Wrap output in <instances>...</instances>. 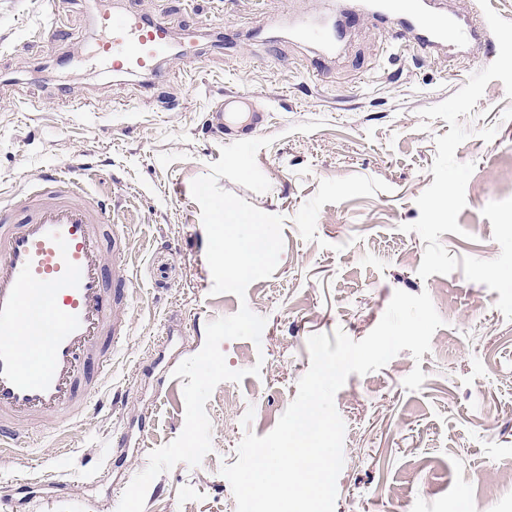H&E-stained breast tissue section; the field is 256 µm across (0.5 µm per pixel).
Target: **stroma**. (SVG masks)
Instances as JSON below:
<instances>
[{"label": "stroma", "mask_w": 512, "mask_h": 512, "mask_svg": "<svg viewBox=\"0 0 512 512\" xmlns=\"http://www.w3.org/2000/svg\"><path fill=\"white\" fill-rule=\"evenodd\" d=\"M358 0H103L161 15L176 38L192 32L201 61H162L163 78L99 70L93 0H68L64 34L46 49L43 0H0V198L47 166L101 172L93 188L127 227L134 265L130 334L107 387L120 413H101L40 448L1 461L0 512H117L150 453L184 428L183 378L209 322L248 306L266 320L260 341H224L242 380L225 381L205 405L212 449L197 466L176 464L147 489L145 512H237L221 468L237 462L245 433L269 434L310 367L308 339L343 330L365 338L395 291L428 292L444 324L422 360L402 350L380 370L350 374L335 395L346 425L335 512H512V0H447L487 17L482 48L385 53L387 35L359 14L325 57L294 39L289 15L322 19ZM59 93L87 110L48 112ZM243 90L265 113L256 155L270 182L253 192L218 185L282 216L273 275L245 297L212 291L207 235L191 184L232 144L210 108ZM320 121L311 133L296 125ZM451 196L450 210L434 200ZM259 374H252V367ZM421 368L419 390L404 387ZM127 443L117 446L114 434Z\"/></svg>", "instance_id": "stroma-1"}]
</instances>
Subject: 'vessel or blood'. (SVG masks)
Returning <instances> with one entry per match:
<instances>
[{
	"mask_svg": "<svg viewBox=\"0 0 512 512\" xmlns=\"http://www.w3.org/2000/svg\"><path fill=\"white\" fill-rule=\"evenodd\" d=\"M43 40L61 34L65 0H47ZM394 45L433 53L481 44L485 24L448 14L442 0H373ZM109 33L98 56L113 73L158 76L178 53L201 58L194 43L176 44L168 23L134 10L101 15ZM80 167L50 169L41 182L21 184L0 200V451L37 447L34 426L67 431L100 414L97 394L112 376V358L129 325L130 263L111 212ZM25 328L27 347L14 340Z\"/></svg>",
	"mask_w": 512,
	"mask_h": 512,
	"instance_id": "obj_1",
	"label": "vessel or blood"
}]
</instances>
